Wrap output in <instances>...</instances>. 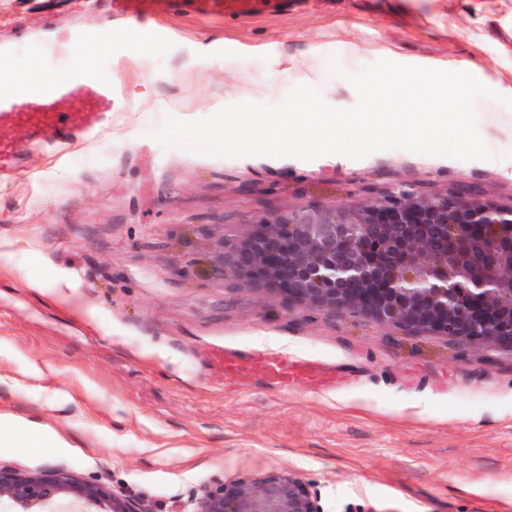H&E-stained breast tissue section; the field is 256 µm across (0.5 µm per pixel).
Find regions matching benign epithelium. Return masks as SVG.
Listing matches in <instances>:
<instances>
[{
    "label": "benign epithelium",
    "mask_w": 512,
    "mask_h": 512,
    "mask_svg": "<svg viewBox=\"0 0 512 512\" xmlns=\"http://www.w3.org/2000/svg\"><path fill=\"white\" fill-rule=\"evenodd\" d=\"M224 265V234L210 238L201 274L247 278L288 303L362 315L411 331L486 342L512 352V209L470 184L448 196L399 183L358 206L269 210ZM11 512H152L144 501L63 467L0 465ZM170 512H322L297 474L203 486Z\"/></svg>",
    "instance_id": "obj_1"
}]
</instances>
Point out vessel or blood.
<instances>
[{
  "label": "vessel or blood",
  "instance_id": "1",
  "mask_svg": "<svg viewBox=\"0 0 512 512\" xmlns=\"http://www.w3.org/2000/svg\"><path fill=\"white\" fill-rule=\"evenodd\" d=\"M126 3L109 0V11L124 15L136 29L152 28L158 17L179 9L224 12V0H138V8L131 11ZM113 107L111 80L90 67L80 68L68 81L0 91V174L15 170L31 145L62 153L97 136L110 121ZM220 363L225 379L240 383L262 379L281 388L296 383L324 388L336 384L333 368L271 350L227 348L220 353Z\"/></svg>",
  "mask_w": 512,
  "mask_h": 512
}]
</instances>
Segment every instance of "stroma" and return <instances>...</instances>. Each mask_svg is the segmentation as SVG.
<instances>
[{"mask_svg":"<svg viewBox=\"0 0 512 512\" xmlns=\"http://www.w3.org/2000/svg\"><path fill=\"white\" fill-rule=\"evenodd\" d=\"M74 28L45 79L93 59L121 108L98 139L29 149L0 176V463L61 466L154 512L280 470L323 512H512V353L196 273L209 232L230 250L261 212L355 205L402 182L428 195L473 183L511 207L512 166L404 149L228 158L152 137L166 117L277 105L299 84L353 107L333 55L349 73L380 59L465 71L512 98V0H261L244 17H162L136 44L106 0H0L18 68L45 55L21 30ZM475 111L486 146L512 151V109L480 97ZM257 346L334 366L335 390L225 381L214 351Z\"/></svg>","mask_w":512,"mask_h":512,"instance_id":"1","label":"stroma"}]
</instances>
